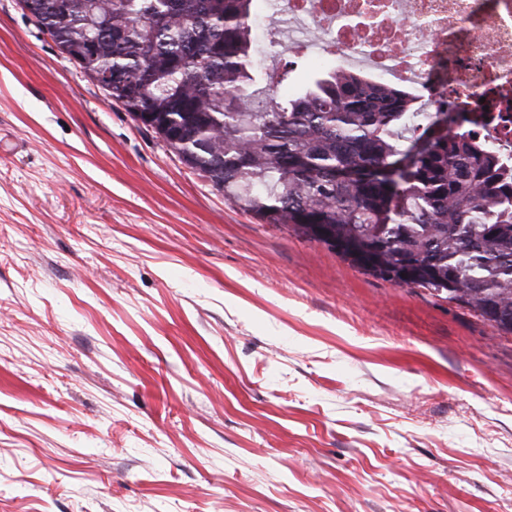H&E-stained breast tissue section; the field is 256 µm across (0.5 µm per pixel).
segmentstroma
Segmentation results:
<instances>
[{
    "label": "stroma",
    "instance_id": "obj_1",
    "mask_svg": "<svg viewBox=\"0 0 512 512\" xmlns=\"http://www.w3.org/2000/svg\"><path fill=\"white\" fill-rule=\"evenodd\" d=\"M0 512H512V335L229 203L0 0Z\"/></svg>",
    "mask_w": 512,
    "mask_h": 512
}]
</instances>
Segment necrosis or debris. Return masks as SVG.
<instances>
[{
    "instance_id": "1",
    "label": "necrosis or debris",
    "mask_w": 512,
    "mask_h": 512,
    "mask_svg": "<svg viewBox=\"0 0 512 512\" xmlns=\"http://www.w3.org/2000/svg\"><path fill=\"white\" fill-rule=\"evenodd\" d=\"M307 36L321 42L313 69L365 65L368 78L399 85L432 106L466 108L473 136L493 131L512 153V0H279Z\"/></svg>"
}]
</instances>
